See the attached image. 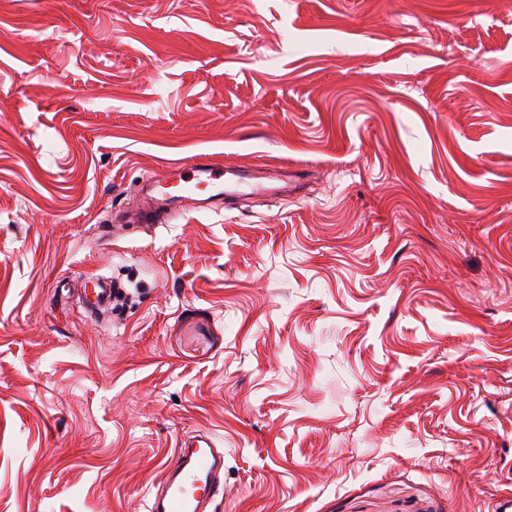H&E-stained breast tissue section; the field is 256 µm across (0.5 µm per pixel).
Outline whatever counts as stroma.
<instances>
[{
    "mask_svg": "<svg viewBox=\"0 0 512 512\" xmlns=\"http://www.w3.org/2000/svg\"><path fill=\"white\" fill-rule=\"evenodd\" d=\"M198 155L301 184L112 224ZM200 430L217 512L512 493V0H0V512H148ZM92 285V289L87 288V284ZM79 291L83 303L92 311L97 309H112V304L117 300L120 289L112 282L101 281L96 276H88L79 282Z\"/></svg>",
    "mask_w": 512,
    "mask_h": 512,
    "instance_id": "obj_1",
    "label": "stroma"
}]
</instances>
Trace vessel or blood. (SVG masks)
<instances>
[{"instance_id":"b4317fda","label":"vessel or blood","mask_w":512,"mask_h":512,"mask_svg":"<svg viewBox=\"0 0 512 512\" xmlns=\"http://www.w3.org/2000/svg\"><path fill=\"white\" fill-rule=\"evenodd\" d=\"M235 172L233 166L208 159L191 161L179 174V198L193 207L201 191L219 200L238 197L247 183L236 178ZM176 217V211L166 201L149 192L137 199L129 214L130 221L136 224H167ZM89 282V287L80 290L84 305L94 310L111 308L119 289L94 276ZM223 470V449L217 448L207 433L195 435L178 448L149 512H215Z\"/></svg>"}]
</instances>
